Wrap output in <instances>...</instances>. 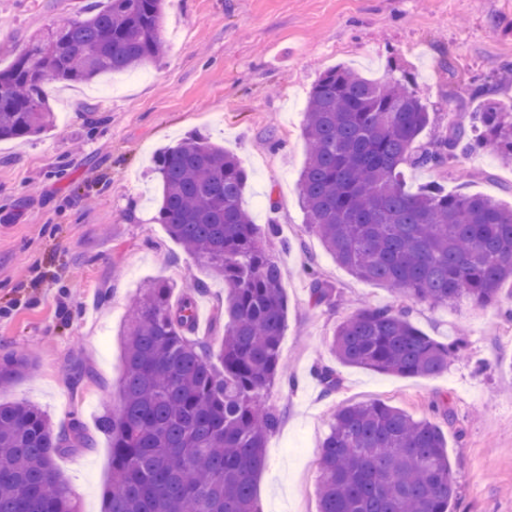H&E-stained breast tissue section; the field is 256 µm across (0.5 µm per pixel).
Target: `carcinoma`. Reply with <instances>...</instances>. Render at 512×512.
Segmentation results:
<instances>
[{
	"label": "carcinoma",
	"instance_id": "obj_1",
	"mask_svg": "<svg viewBox=\"0 0 512 512\" xmlns=\"http://www.w3.org/2000/svg\"><path fill=\"white\" fill-rule=\"evenodd\" d=\"M167 0H107L29 40L0 69V140L45 133L53 114L49 82H91L143 68L165 47ZM471 91L481 101L467 125L429 127L426 105L408 83L368 79L345 66L326 71L308 99L300 174L306 224L353 275L380 281L435 307H497L512 316V208L484 194H450L438 183L416 192L402 168L455 175L458 159L485 145L512 164V104L494 97L507 80ZM162 184L157 221L224 281L219 353L195 336L194 293L176 303L175 285L153 281L136 296L125 326L120 403L100 416L112 440L107 512H256L255 484L268 437L281 422L267 405L284 377L287 305L282 273L264 239L276 224L254 223L242 206L240 159L193 137L156 153ZM458 349L421 333L402 309L363 307L337 327L338 362L402 377L448 370ZM35 367L31 356L0 354V389ZM326 392L340 385L316 369ZM78 421L55 433L40 408L0 402V512H80L55 458L90 446ZM319 512H454L457 488L437 425L382 401L339 408L321 442Z\"/></svg>",
	"mask_w": 512,
	"mask_h": 512
}]
</instances>
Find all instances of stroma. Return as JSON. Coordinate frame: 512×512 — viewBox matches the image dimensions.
I'll return each instance as SVG.
<instances>
[{
    "label": "stroma",
    "instance_id": "35a3bbf8",
    "mask_svg": "<svg viewBox=\"0 0 512 512\" xmlns=\"http://www.w3.org/2000/svg\"><path fill=\"white\" fill-rule=\"evenodd\" d=\"M75 0H0V68L28 38L70 18ZM167 49L120 74L117 95L94 82L45 85L55 127L0 141V352L35 353L37 368L0 401H21L56 425L83 422L90 447L57 457L82 512H104L112 450L97 427L119 402L128 306L146 282L200 281L199 333L224 334V283L156 221L162 189L157 150L189 136L236 153L248 173L243 205L256 224L275 222L268 248L283 273L287 378L268 397L281 415L257 481L259 512H318V446L344 405L386 402L427 417L448 443L457 512H512V319L498 309L436 308L400 300L383 283L339 266L306 224L299 187L307 144L304 110L321 74L349 66L377 81L411 77L435 124L474 111L473 82L512 60V0H168ZM451 192L512 206V165L493 148L465 155ZM330 303L313 305L312 278ZM405 305L412 322L459 350L446 372L401 377L338 364L336 325L367 306ZM336 369L325 392L316 367Z\"/></svg>",
    "mask_w": 512,
    "mask_h": 512
}]
</instances>
